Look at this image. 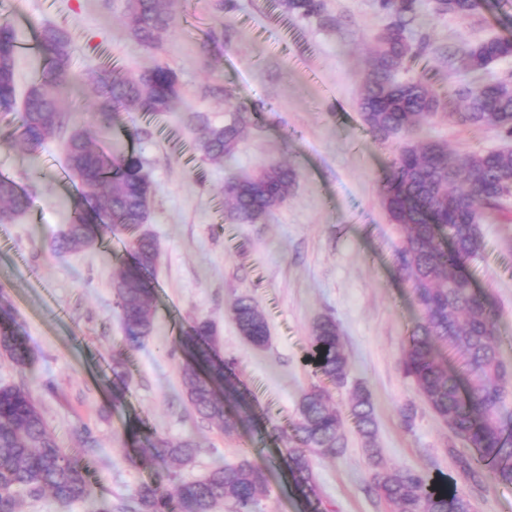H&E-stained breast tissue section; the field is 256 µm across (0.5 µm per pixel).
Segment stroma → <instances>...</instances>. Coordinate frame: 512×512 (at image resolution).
Returning <instances> with one entry per match:
<instances>
[{
	"instance_id": "stroma-1",
	"label": "stroma",
	"mask_w": 512,
	"mask_h": 512,
	"mask_svg": "<svg viewBox=\"0 0 512 512\" xmlns=\"http://www.w3.org/2000/svg\"><path fill=\"white\" fill-rule=\"evenodd\" d=\"M123 0H0V15L15 24L23 46L17 84L26 91L37 76L35 32L45 24L69 30L72 70L79 79L105 66L141 72L173 69L185 105L223 125L228 103L209 87L231 89L232 103L254 115L238 143L236 163L208 159L197 133L179 114H120L99 145L135 148L157 193L148 229L161 257L154 275L153 332L129 352L128 381L112 374L123 342L113 281L127 258L120 242L103 241L55 254L51 237L68 221L64 201L84 197L79 182L61 181V140L42 152L43 176L31 178L20 148L0 147V175L29 193L31 207L0 224V294L7 297L33 366L0 357V383L26 386L61 447L87 463L97 498L114 512L153 483L165 464L133 463L128 428L172 441L193 434L194 462L170 468L182 479L201 477L218 461L236 462L243 449L269 472V492L255 512H304L306 503L289 476L271 424L288 425L301 394L314 382L302 361L311 326L322 316L338 324L350 374L333 389L344 406L353 388L366 387L376 407V446L391 467L444 475L468 493L474 512H512V484L484 478L473 485L457 467L470 455L463 441L449 443L448 426L404 377L403 342L419 316L409 284L396 272L402 233L381 204V180L397 152L367 132L358 96L367 67L369 36L386 18L376 0H325L326 21L302 19L276 0H187L156 47L137 45L119 17ZM434 46L414 65L438 87L470 81L446 56L487 38L512 39V9L485 6L472 16L427 18ZM427 136L462 153L506 147L493 130L435 120ZM275 163L297 174L286 204L259 224L224 221L228 173L245 177ZM485 247L469 270L489 293L512 364V215L483 226ZM249 295L263 311L269 340L256 348L240 335L230 306ZM218 328L224 360L235 363L238 392L231 403L246 421L231 436L197 421L183 395L179 366L186 358L184 329L197 318ZM414 408L412 424L403 411ZM98 440L95 452L79 440L83 429ZM336 457L314 456L313 468L330 512H390L371 488V466L359 436L345 431Z\"/></svg>"
}]
</instances>
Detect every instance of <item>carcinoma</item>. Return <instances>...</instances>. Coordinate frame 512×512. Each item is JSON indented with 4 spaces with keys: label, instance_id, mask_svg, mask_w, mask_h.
Instances as JSON below:
<instances>
[{
    "label": "carcinoma",
    "instance_id": "carcinoma-1",
    "mask_svg": "<svg viewBox=\"0 0 512 512\" xmlns=\"http://www.w3.org/2000/svg\"><path fill=\"white\" fill-rule=\"evenodd\" d=\"M175 4L176 0H125L123 25L139 45L153 47L169 29ZM378 5L387 22L370 37L360 109L373 138L399 142L381 184V199L392 223L402 230L395 264L410 284L419 311L405 338L401 369L423 402L448 424L452 438L474 448V455L457 459L464 476L476 484L486 475L512 484V413L504 409L512 394V366L500 357L495 310L467 272L484 249L482 225L512 198V150L461 154L445 142L413 137L440 116L462 126L493 129L511 140L512 95L503 88L512 81H487L484 73L493 63L512 57V40L472 44L459 58L472 81L443 91L422 74L400 77L430 47L427 36L415 34L413 25L428 16L467 18L480 7V0H378ZM280 6L303 19L324 18L323 0H280ZM70 42L63 28H41L37 45L43 65L20 102V46L12 23L0 19V116L19 113L18 124L0 137V144L22 146L30 171L38 173L46 144L65 140L67 170L87 189L94 222L73 208L68 223L50 241L53 252H78L106 237L124 241L132 263L113 282L124 337L123 349L113 355L112 371L122 378L124 351L142 347L152 332V280L160 245L141 227L150 219L155 187L140 155L104 152L96 141L112 129V116L118 112L153 114L185 108L171 69L157 66L132 73L107 68L89 78L98 101L94 122L80 120L75 105L80 82L72 72ZM451 98L460 107L447 112ZM186 119L200 135L205 156L232 168L239 139L251 125L248 109L234 106L222 126L203 112L192 111ZM294 181V170L282 164L254 176L230 175L224 184L225 220L256 224L266 219L288 200ZM30 204V196L13 179L0 176V224L15 222ZM231 313L248 342L266 345L268 324L251 298H235ZM310 344L320 351L312 376L343 386L349 362L336 321L318 319ZM184 345L189 358L180 365V374L188 403L201 420L234 433L243 417L221 396L224 386L235 387V372L218 352L215 324L205 318L194 321ZM0 354L21 368L31 365L12 330L0 331ZM347 421L370 453L372 489L392 512H473L464 491L437 483L423 471L382 464L374 448L377 424L370 391L355 388L343 411L333 406L328 389L317 384L301 395L297 418L288 428L272 426L283 445L288 473L310 512H328L312 457L343 452ZM198 452L190 434L178 442L156 436L135 462L150 466L166 459L183 466ZM268 491L266 468L244 451L236 463L218 462L198 480L175 482L171 474L159 476L157 484L139 489L133 512H215L224 501L232 503L235 512H254ZM45 493L66 502L87 501L90 512H112V504L94 499L88 465L61 448L31 393L21 385L1 384L0 512H22V496Z\"/></svg>",
    "mask_w": 512,
    "mask_h": 512
}]
</instances>
